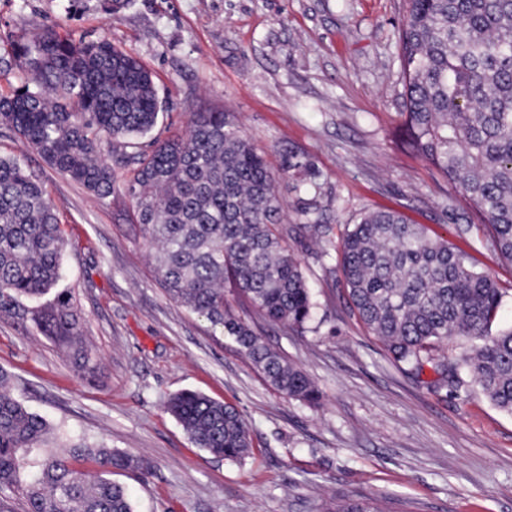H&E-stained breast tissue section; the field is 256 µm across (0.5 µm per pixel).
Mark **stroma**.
<instances>
[{
    "label": "stroma",
    "mask_w": 512,
    "mask_h": 512,
    "mask_svg": "<svg viewBox=\"0 0 512 512\" xmlns=\"http://www.w3.org/2000/svg\"><path fill=\"white\" fill-rule=\"evenodd\" d=\"M403 0H0V53L24 32L105 38L149 69L163 110L140 141L181 133L192 112H234L278 165L285 149L314 164L334 238L395 210L466 251L503 291L495 330L512 327V262L457 189L408 146L398 35ZM0 156L45 188L64 232L57 291L69 294L96 362L78 372L33 319L53 296L0 314V370L11 394L56 428L131 453L113 471L135 512H321L371 496L387 512H512V414L472 381L433 392L432 371L395 361L350 308L339 255L292 237L315 296L301 332L224 299L320 392L310 405L275 390L233 340L160 287L151 245L124 190L96 200L0 124ZM196 390L235 406L252 447L233 462L195 447L167 402Z\"/></svg>",
    "instance_id": "1"
}]
</instances>
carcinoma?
I'll return each mask as SVG.
<instances>
[{
  "label": "carcinoma",
  "mask_w": 512,
  "mask_h": 512,
  "mask_svg": "<svg viewBox=\"0 0 512 512\" xmlns=\"http://www.w3.org/2000/svg\"><path fill=\"white\" fill-rule=\"evenodd\" d=\"M400 49L412 147L480 213L495 250L512 261V0H405ZM13 59L24 60L26 78L0 95V123L97 199L124 188L169 296L222 328L278 392L318 401L308 375L224 304L228 283L273 323L302 329L312 320L311 288L286 243L302 230L331 242L310 162L282 155V173L299 178L297 211L315 218L288 229L275 175L232 113L192 112L184 133L141 151L136 138L157 125L161 106L151 73L132 53L48 28L15 38L11 55L0 56L1 78ZM104 141L116 159L101 153ZM126 168L132 177L121 182ZM64 243L44 187L0 157V312L54 289ZM340 250L353 310L396 361L418 373L430 366L435 390L457 389L458 367L433 350L465 338L474 343L463 359L473 381L512 414V328L492 333L502 292L467 253L395 211L348 225ZM36 319L78 371L93 372L72 299H57ZM167 409L196 447L230 461L248 454V427L234 406L183 391ZM87 461L94 468L81 466ZM134 465L125 452L51 427L13 397L0 372V493L19 495L25 512H134L129 492L109 478ZM323 512L385 510L343 502Z\"/></svg>",
  "instance_id": "1"
}]
</instances>
